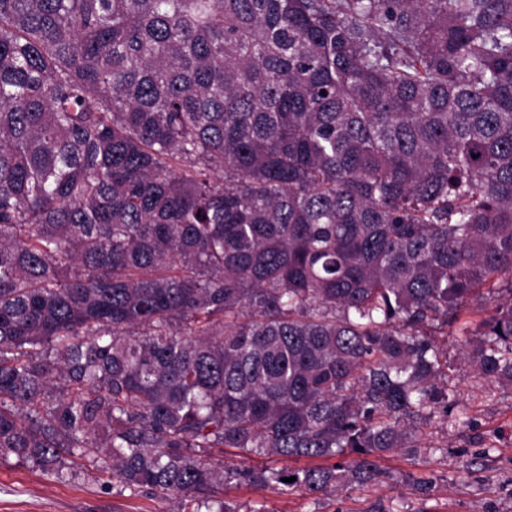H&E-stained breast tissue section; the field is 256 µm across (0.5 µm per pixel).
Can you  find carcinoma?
I'll list each match as a JSON object with an SVG mask.
<instances>
[{
	"mask_svg": "<svg viewBox=\"0 0 512 512\" xmlns=\"http://www.w3.org/2000/svg\"><path fill=\"white\" fill-rule=\"evenodd\" d=\"M457 335L512 386V0H0V460L386 484ZM224 461H227L229 463L238 464L245 467H256L261 466L263 463H267L270 466L273 467H282V466H288V467H302L305 465H312L316 462H311L307 460H300L299 462L296 461H289L288 459H263L260 457H256L254 455L248 456L245 454H241L240 456H233L230 454L225 455L224 453Z\"/></svg>",
	"mask_w": 512,
	"mask_h": 512,
	"instance_id": "cac0c4a2",
	"label": "carcinoma"
}]
</instances>
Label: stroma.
Instances as JSON below:
<instances>
[{
  "label": "stroma",
  "instance_id": "stroma-1",
  "mask_svg": "<svg viewBox=\"0 0 512 512\" xmlns=\"http://www.w3.org/2000/svg\"><path fill=\"white\" fill-rule=\"evenodd\" d=\"M449 382L473 424L447 430L438 422L421 425L431 444L419 456L397 451L380 462L393 472L391 483L316 496L281 494L248 486L225 490V500L242 512H364L384 498L397 512H512V386L490 382L465 361L457 362ZM429 474V497L412 490L409 476ZM181 502L148 492H131L118 478L70 458L62 476L28 462L0 461V512H180Z\"/></svg>",
  "mask_w": 512,
  "mask_h": 512
}]
</instances>
